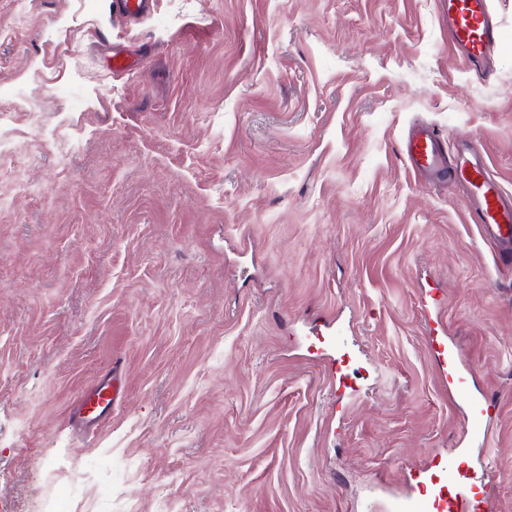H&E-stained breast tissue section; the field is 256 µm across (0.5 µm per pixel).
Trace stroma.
I'll return each instance as SVG.
<instances>
[{"label":"stroma","mask_w":512,"mask_h":512,"mask_svg":"<svg viewBox=\"0 0 512 512\" xmlns=\"http://www.w3.org/2000/svg\"><path fill=\"white\" fill-rule=\"evenodd\" d=\"M489 3L482 75L446 0H154L138 24L0 0V512H40L48 469L81 475L70 512H395L462 453L512 512V267L402 155L428 124L512 195V0ZM339 327L351 394L308 340ZM115 367L123 399L77 432ZM435 342L438 344V359L442 368V373L448 382L453 385L454 389L465 393L468 386V378L461 373L457 366L455 355L448 351V346L442 341ZM489 407L486 402L475 400L467 415L468 434L473 440L480 441L486 437L485 416L488 414Z\"/></svg>","instance_id":"35a3bbf8"}]
</instances>
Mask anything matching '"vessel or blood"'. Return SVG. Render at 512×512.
I'll return each mask as SVG.
<instances>
[{
    "label": "vessel or blood",
    "mask_w": 512,
    "mask_h": 512,
    "mask_svg": "<svg viewBox=\"0 0 512 512\" xmlns=\"http://www.w3.org/2000/svg\"><path fill=\"white\" fill-rule=\"evenodd\" d=\"M150 0H113L116 14L127 21H138L149 9ZM499 29L494 23L487 0H448V43L460 51L466 63L480 65L499 43ZM444 139L429 127L414 129L403 153L408 165L424 173L429 182L452 179L467 189L469 218L479 224L485 235L498 241L501 253L512 252V196L487 171L485 158L473 147L457 150V161L448 164ZM438 359L442 373L454 389L466 391L468 378L457 366L455 355L446 345H439ZM121 395L118 376L101 380L77 407L79 422L88 428L98 426L103 411L109 410ZM486 402H473L467 415V429L473 440L485 439ZM416 497L405 500L398 512H485L488 500L486 483L466 458L453 464H432L413 476Z\"/></svg>",
    "instance_id": "b4317fda"
}]
</instances>
